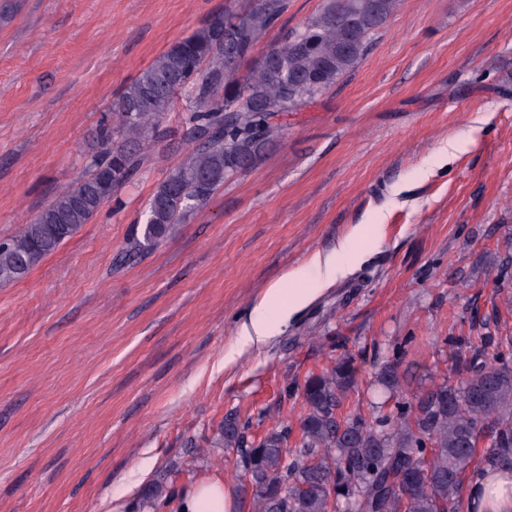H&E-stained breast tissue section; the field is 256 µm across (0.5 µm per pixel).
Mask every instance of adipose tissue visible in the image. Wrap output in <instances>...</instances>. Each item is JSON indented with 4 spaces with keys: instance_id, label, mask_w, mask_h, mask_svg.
I'll return each mask as SVG.
<instances>
[{
    "instance_id": "1",
    "label": "adipose tissue",
    "mask_w": 512,
    "mask_h": 512,
    "mask_svg": "<svg viewBox=\"0 0 512 512\" xmlns=\"http://www.w3.org/2000/svg\"><path fill=\"white\" fill-rule=\"evenodd\" d=\"M365 257L356 235L341 239L333 253L312 255L304 264L292 267L281 283L268 288L264 297L242 323L235 345L225 358L232 363L242 352L267 344L290 319L305 308L324 288L344 279L354 263ZM293 291L288 305H280L284 285ZM235 489L215 479L190 486L167 501L161 512H237ZM464 512H512V467L483 465L464 482Z\"/></svg>"
}]
</instances>
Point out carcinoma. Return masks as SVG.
<instances>
[{
  "label": "carcinoma",
  "mask_w": 512,
  "mask_h": 512,
  "mask_svg": "<svg viewBox=\"0 0 512 512\" xmlns=\"http://www.w3.org/2000/svg\"><path fill=\"white\" fill-rule=\"evenodd\" d=\"M401 0H322L247 71L259 40L278 24L284 0H247L211 17L144 68L100 125L88 172L58 193L21 232L0 240V283L24 277L90 223L130 179L132 143L163 140L176 94L191 91L182 136L193 146L149 201L135 248L166 238L229 178L252 169L280 138L273 118L296 112L335 86L364 59ZM349 358L307 377L300 439L287 429L247 445L250 423L224 419L222 445L242 452L251 512H462V481L473 469L477 439L492 434L484 460L512 465V349L456 354L449 373L424 392L403 396L397 367L382 365L379 384L392 409L368 422L336 415L355 388Z\"/></svg>",
  "instance_id": "obj_1"
}]
</instances>
